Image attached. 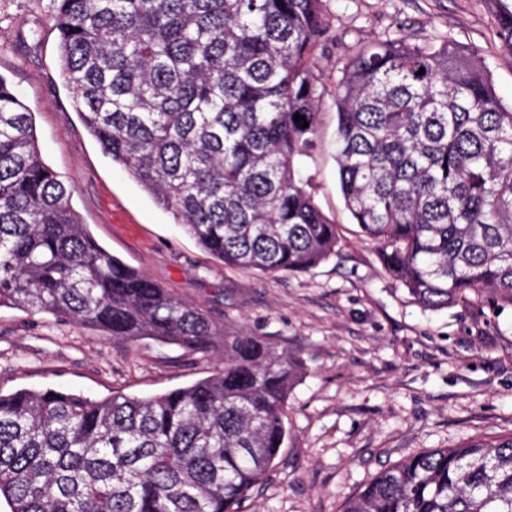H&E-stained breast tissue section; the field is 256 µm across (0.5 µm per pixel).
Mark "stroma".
Returning a JSON list of instances; mask_svg holds the SVG:
<instances>
[{
  "label": "stroma",
  "instance_id": "stroma-1",
  "mask_svg": "<svg viewBox=\"0 0 512 512\" xmlns=\"http://www.w3.org/2000/svg\"><path fill=\"white\" fill-rule=\"evenodd\" d=\"M512 0H323L332 42L311 191L338 228L336 252L304 273L231 269L203 251L87 132L60 71L54 0H0V76L33 114L39 152L72 190L99 245L220 327L299 359L286 439L242 512H344L378 472L435 448L512 433V304L470 294L423 308L385 271L337 183L334 91L359 45L393 37L475 50L504 104L512 52L498 37ZM221 354L127 342L49 313L0 307V390L64 388L150 397L223 367Z\"/></svg>",
  "mask_w": 512,
  "mask_h": 512
}]
</instances>
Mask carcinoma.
I'll return each mask as SVG.
<instances>
[{"instance_id": "carcinoma-1", "label": "carcinoma", "mask_w": 512, "mask_h": 512, "mask_svg": "<svg viewBox=\"0 0 512 512\" xmlns=\"http://www.w3.org/2000/svg\"><path fill=\"white\" fill-rule=\"evenodd\" d=\"M320 3L57 0L62 75L88 132L227 266L304 272L336 251L300 174L325 93ZM335 101L340 191L385 271L427 309L468 291L512 303V106L477 54L369 44ZM70 197L0 76V306L220 348L224 368L142 399L0 393V497L10 512H240L284 445L297 359L112 256ZM346 512H512V434L411 455Z\"/></svg>"}]
</instances>
